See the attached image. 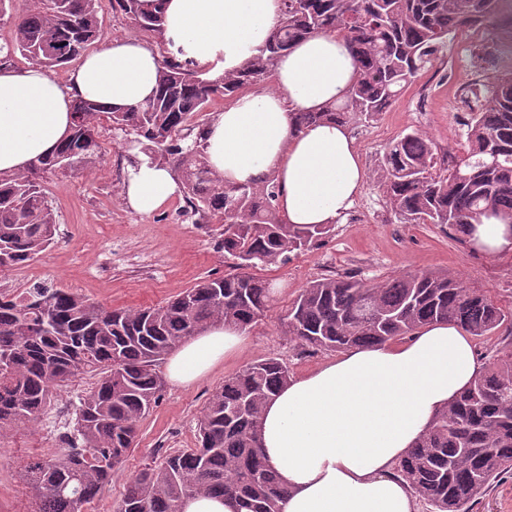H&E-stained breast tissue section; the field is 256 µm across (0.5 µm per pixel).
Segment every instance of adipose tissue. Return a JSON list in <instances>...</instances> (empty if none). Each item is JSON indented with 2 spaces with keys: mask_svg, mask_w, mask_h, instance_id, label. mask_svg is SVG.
Returning a JSON list of instances; mask_svg holds the SVG:
<instances>
[{
  "mask_svg": "<svg viewBox=\"0 0 512 512\" xmlns=\"http://www.w3.org/2000/svg\"><path fill=\"white\" fill-rule=\"evenodd\" d=\"M162 9L170 49L216 76L239 70L282 18L281 0H163ZM160 70L157 49L134 40L88 53L64 83L36 64L0 68V175L24 171L64 142L75 100L115 111L138 106L154 95ZM357 75L342 37L299 40L278 61L272 88L242 93L212 117L204 133L209 166L228 187L274 176L286 223H338L366 182L355 140L333 121L296 129L291 115L342 99ZM123 192L132 209L148 214L180 184L141 154ZM469 241L486 256L512 251V225L482 217ZM243 344L239 329L208 328L173 352L167 378L190 385ZM480 372L469 337L436 324L402 344L350 349L290 380L262 415L263 453L285 490L280 512H414L394 469Z\"/></svg>",
  "mask_w": 512,
  "mask_h": 512,
  "instance_id": "ef3b65f1",
  "label": "adipose tissue"
}]
</instances>
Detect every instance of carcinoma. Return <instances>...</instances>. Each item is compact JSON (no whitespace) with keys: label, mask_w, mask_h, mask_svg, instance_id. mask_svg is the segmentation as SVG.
<instances>
[{"label":"carcinoma","mask_w":512,"mask_h":512,"mask_svg":"<svg viewBox=\"0 0 512 512\" xmlns=\"http://www.w3.org/2000/svg\"><path fill=\"white\" fill-rule=\"evenodd\" d=\"M98 0H42L14 20L12 56L52 70L100 35ZM115 18L162 35L163 14L143 0H112ZM279 27L239 71L211 78L165 56L155 96L125 111L92 101L73 104L70 137L26 170L0 176V273L34 261L53 242L56 219L43 188L48 175L92 168L101 160L98 121L135 135L151 160L177 174L198 220L224 222V255L241 272L207 277L158 307L112 310L64 288H0V437L32 422L53 394L86 376L96 382L79 398L67 445L56 459L34 457L21 472L33 512H84L112 480V467L134 446L137 424L160 400L159 366L190 337L222 323L246 330L269 311L271 284L251 270L288 261L318 242L328 227L285 223L275 178L224 187L201 149L209 106L271 78L281 54L309 34L335 31L357 59L359 76L345 99L322 112H294L302 129L325 120L373 119L419 73L434 66L458 31L493 33L512 13L503 0H282ZM469 149L439 156L436 143L411 131L387 150L381 187L399 221L444 224L468 241L467 227L488 213L512 221V74L486 75L469 102ZM450 163L435 176L437 160ZM453 324L491 336L512 311L486 290L452 274L410 272L370 284L354 276L323 278L288 309L285 335L302 346L336 352L382 346L422 327ZM291 379L276 358L257 359L224 380L198 423V446L168 454L126 484L115 512H181L184 499L237 501L240 512H278L284 495L262 453L265 405ZM397 474L430 512H472L494 483L512 474V352L497 355L468 388L439 411L398 463Z\"/></svg>","instance_id":"obj_1"}]
</instances>
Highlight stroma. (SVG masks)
<instances>
[{
  "label": "stroma",
  "mask_w": 512,
  "mask_h": 512,
  "mask_svg": "<svg viewBox=\"0 0 512 512\" xmlns=\"http://www.w3.org/2000/svg\"><path fill=\"white\" fill-rule=\"evenodd\" d=\"M98 16L102 40H142L169 55L157 36L120 24L112 0H100ZM482 44L489 47V71L512 73V51L484 31L472 30L450 41L442 61L422 72L387 112L370 122L350 124L367 171L366 184L353 203L362 212L361 223L343 218L326 238L291 254L287 263L257 268V275L272 283L273 298L266 315L246 330L242 351L191 386L165 385L160 402L139 422L134 447L113 468L111 482L86 512H114L125 485L145 464L161 462L169 451L194 447L209 397L247 363L275 357L297 378L334 360V353L300 346L284 333L288 308L316 280L352 274L377 283L418 270L451 272L489 290L503 308L512 307V252L476 254L448 227L400 223L378 183L388 147L406 132L428 136L440 152L464 154L465 129L456 120L458 90L476 82L475 52ZM98 130L102 160L96 167L43 183L57 220L54 243L36 261L0 276V288L62 286L107 308L139 309L169 300L200 278L233 273V262L220 246L219 225L196 223L185 211L183 196L149 215L129 206L122 183L141 148L108 121H101ZM93 383L86 377L61 389L38 419L0 441V512H30L31 494L18 466L33 455H61L64 443L52 421L59 410L74 411L79 396Z\"/></svg>",
  "instance_id": "obj_1"
}]
</instances>
